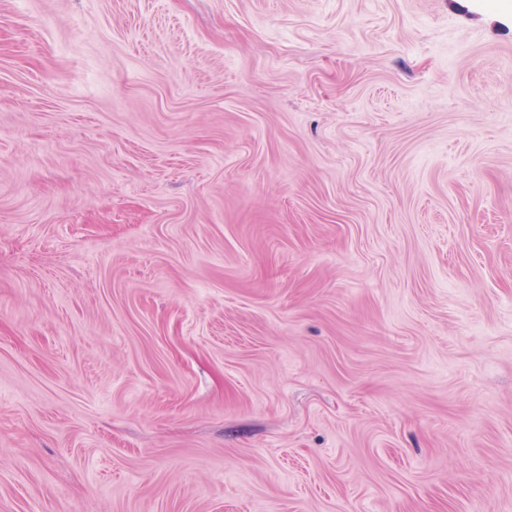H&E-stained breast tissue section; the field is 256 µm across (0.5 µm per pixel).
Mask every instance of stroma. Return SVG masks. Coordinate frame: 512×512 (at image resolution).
I'll return each instance as SVG.
<instances>
[{
	"label": "stroma",
	"mask_w": 512,
	"mask_h": 512,
	"mask_svg": "<svg viewBox=\"0 0 512 512\" xmlns=\"http://www.w3.org/2000/svg\"><path fill=\"white\" fill-rule=\"evenodd\" d=\"M0 512H512V0H0Z\"/></svg>",
	"instance_id": "1"
}]
</instances>
